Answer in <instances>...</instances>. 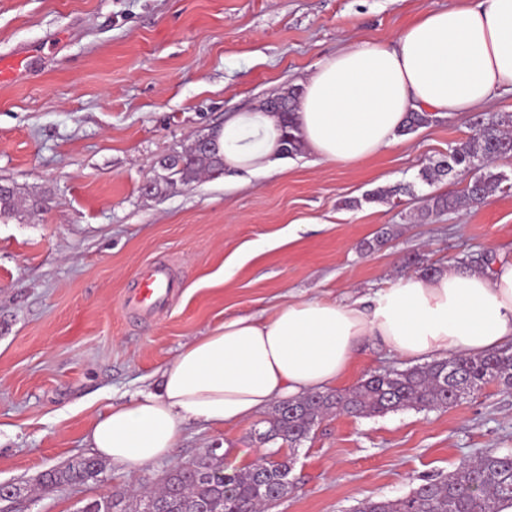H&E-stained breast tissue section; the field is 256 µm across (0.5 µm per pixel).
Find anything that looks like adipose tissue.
Here are the masks:
<instances>
[{
  "label": "adipose tissue",
  "mask_w": 512,
  "mask_h": 512,
  "mask_svg": "<svg viewBox=\"0 0 512 512\" xmlns=\"http://www.w3.org/2000/svg\"><path fill=\"white\" fill-rule=\"evenodd\" d=\"M303 85L295 117L304 147L327 164L359 163L396 146L410 112L459 115L512 91V0L427 11L394 42L363 41L315 65ZM212 138L226 169L255 174L280 156V118L238 113ZM370 341L413 363L512 344V258L405 274L347 302L290 301L264 320L225 319L182 347L158 388L99 416L89 444L139 470L176 448L185 423L238 424L274 401L326 391Z\"/></svg>",
  "instance_id": "ef3b65f1"
}]
</instances>
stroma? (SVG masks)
<instances>
[{
  "instance_id": "35a3bbf8",
  "label": "stroma",
  "mask_w": 512,
  "mask_h": 512,
  "mask_svg": "<svg viewBox=\"0 0 512 512\" xmlns=\"http://www.w3.org/2000/svg\"><path fill=\"white\" fill-rule=\"evenodd\" d=\"M467 0H0V56L29 59L0 80V183L22 204L0 220V484L30 487L24 512H79L147 492L212 447L243 468L266 451L256 421L183 426L177 448L137 473L38 490L41 472L91 457L93 421L158 383L182 346L224 319L270 317L304 298L349 301L393 283L409 259L512 256V189L424 216L427 198L463 193L470 174L422 181L476 122L512 114V92L439 116L356 165L301 151L265 175L167 184L161 157L230 116L300 87L350 45L389 42L429 10ZM406 194L369 200L378 188ZM41 208H31V201ZM385 245L368 249L380 232ZM178 288L147 320L122 306L148 262ZM374 343L339 389L406 368ZM512 452V388L380 417L323 418L295 452L294 490L270 512H353L406 496L461 458Z\"/></svg>"
}]
</instances>
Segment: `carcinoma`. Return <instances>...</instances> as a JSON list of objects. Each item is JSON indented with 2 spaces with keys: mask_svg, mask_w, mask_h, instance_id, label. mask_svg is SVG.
Listing matches in <instances>:
<instances>
[{
  "mask_svg": "<svg viewBox=\"0 0 512 512\" xmlns=\"http://www.w3.org/2000/svg\"><path fill=\"white\" fill-rule=\"evenodd\" d=\"M300 92L288 90L266 99L261 110L275 112L281 119V156L298 153L301 140L295 124ZM433 121L429 112H411L399 134L405 135ZM477 132L448 149V156L421 171L431 183L456 171H481L462 195H439L427 212H443L482 203L496 191L503 175L490 171L492 163L512 155V116L477 122ZM224 173V157L217 147L202 152L196 148L179 152L168 168L167 179L190 185L201 171ZM15 189L0 193V218L13 215ZM497 382L512 386V345L480 355L455 354L423 365L390 372H374L354 387L341 391L315 392L278 404L262 423L259 439H278L294 448L308 438L325 415L344 413L376 417L404 409L426 411L454 405ZM295 459L270 451L245 469L224 464V455L206 451L170 471L160 490L133 496L132 512H266L293 490L290 473ZM103 464L95 458L71 461L41 474L44 491L95 480ZM512 499V453H485L476 459L463 458L445 477L427 478L407 496L397 499L367 498L354 512H499L500 504ZM110 496L88 501L81 512H127L116 510Z\"/></svg>",
  "mask_w": 512,
  "mask_h": 512,
  "instance_id": "1",
  "label": "carcinoma"
}]
</instances>
